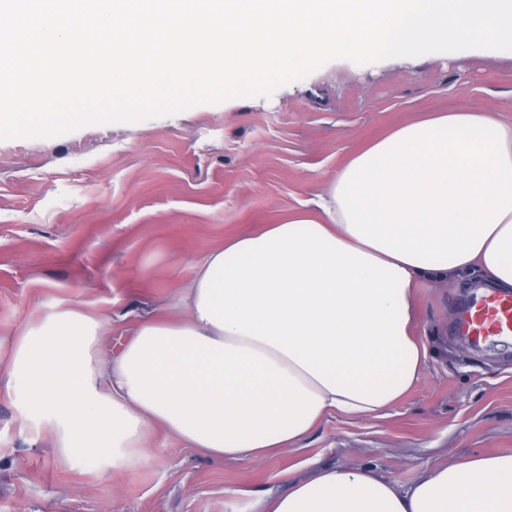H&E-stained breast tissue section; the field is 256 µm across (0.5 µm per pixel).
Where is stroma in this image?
Returning a JSON list of instances; mask_svg holds the SVG:
<instances>
[{
    "mask_svg": "<svg viewBox=\"0 0 512 512\" xmlns=\"http://www.w3.org/2000/svg\"><path fill=\"white\" fill-rule=\"evenodd\" d=\"M512 123V51L338 59L268 96L203 103L50 138L0 139V372L18 336L61 306L110 319L118 355L140 314L169 308L226 237L301 212L352 155L435 112ZM471 289L421 288L420 383L383 418L329 419L302 449L227 461L159 434L132 469L60 462L0 379V512H253L303 465L370 468L408 486L442 460L512 451V347L458 331Z\"/></svg>",
    "mask_w": 512,
    "mask_h": 512,
    "instance_id": "stroma-1",
    "label": "stroma"
}]
</instances>
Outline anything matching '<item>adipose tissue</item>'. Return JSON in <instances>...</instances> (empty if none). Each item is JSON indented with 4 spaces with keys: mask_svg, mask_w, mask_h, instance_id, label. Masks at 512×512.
I'll return each mask as SVG.
<instances>
[{
    "mask_svg": "<svg viewBox=\"0 0 512 512\" xmlns=\"http://www.w3.org/2000/svg\"><path fill=\"white\" fill-rule=\"evenodd\" d=\"M467 276L512 294V123L477 110L394 128L311 209L225 239L175 313L141 315L112 359L98 313L45 315L15 342L6 386L65 461L131 468L160 432L215 458L274 457L329 416L399 404L433 354L420 288ZM254 512H512V453L441 462L406 488L322 467Z\"/></svg>",
    "mask_w": 512,
    "mask_h": 512,
    "instance_id": "ef3b65f1",
    "label": "adipose tissue"
}]
</instances>
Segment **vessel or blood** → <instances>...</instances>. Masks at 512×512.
Here are the masks:
<instances>
[{
  "mask_svg": "<svg viewBox=\"0 0 512 512\" xmlns=\"http://www.w3.org/2000/svg\"><path fill=\"white\" fill-rule=\"evenodd\" d=\"M460 332L475 345L512 335V295L482 293L472 298L460 323Z\"/></svg>",
  "mask_w": 512,
  "mask_h": 512,
  "instance_id": "b4317fda",
  "label": "vessel or blood"
}]
</instances>
